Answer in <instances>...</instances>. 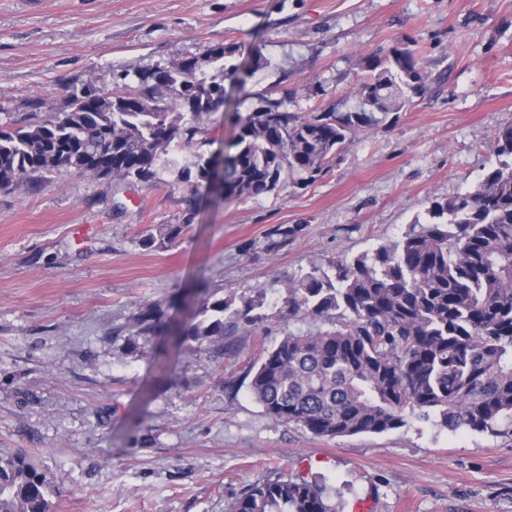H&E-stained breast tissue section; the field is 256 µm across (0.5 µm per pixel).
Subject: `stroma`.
<instances>
[{"mask_svg":"<svg viewBox=\"0 0 512 512\" xmlns=\"http://www.w3.org/2000/svg\"><path fill=\"white\" fill-rule=\"evenodd\" d=\"M239 46L262 58L226 83L157 183L80 175L0 190V449L45 472L52 512H230L249 487L318 481L336 512H512V437L408 417L381 433L317 437L274 423L250 367L288 332L289 277L399 239L432 201L498 164L512 125V0H0V126L63 111L113 76ZM411 49L428 81L407 111L357 131L330 171L254 198L190 189L178 168L230 151L262 97L292 112H344L365 57ZM181 224L165 249L145 229ZM289 229V237L275 228ZM267 289L258 327L185 339L192 312ZM164 326L138 333L148 303ZM183 337L174 348V337Z\"/></svg>","mask_w":512,"mask_h":512,"instance_id":"stroma-1","label":"stroma"}]
</instances>
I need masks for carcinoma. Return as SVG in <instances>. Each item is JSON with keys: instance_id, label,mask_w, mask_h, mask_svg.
I'll return each mask as SVG.
<instances>
[{"instance_id": "cac0c4a2", "label": "carcinoma", "mask_w": 512, "mask_h": 512, "mask_svg": "<svg viewBox=\"0 0 512 512\" xmlns=\"http://www.w3.org/2000/svg\"><path fill=\"white\" fill-rule=\"evenodd\" d=\"M239 47L217 44L198 57L116 76L124 89L87 84L52 120L0 128V189L59 167L82 175L148 182L171 146H189L224 81L245 71ZM366 75L348 112L288 111L264 97L238 117L226 156L197 155L178 171L220 197H258L284 177L312 183L359 129L408 108L427 74L409 50L364 58ZM398 241L350 263H318L288 279L282 318L332 328L289 332L253 366L250 390L275 423L319 437L380 434L413 415L451 432L512 436V162L488 168L475 186L427 209ZM185 228L161 224L147 248H166ZM267 292L236 304L205 305L186 336L216 342L262 321ZM161 305H145L139 333L160 327ZM49 481L21 451H0V512H50ZM231 512H335L317 481L278 478L255 485Z\"/></svg>"}]
</instances>
